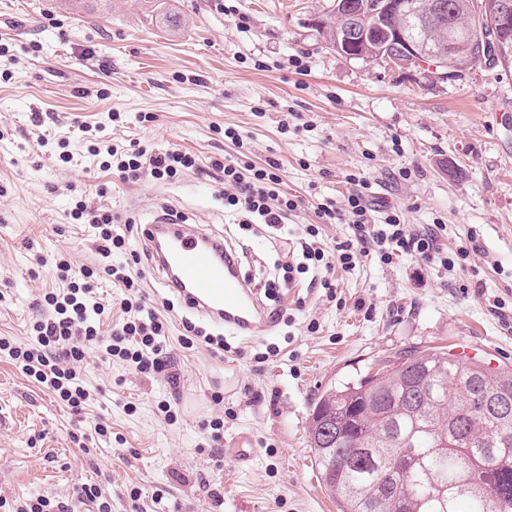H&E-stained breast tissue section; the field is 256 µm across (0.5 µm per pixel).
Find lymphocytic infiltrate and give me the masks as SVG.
<instances>
[{"instance_id":"lymphocytic-infiltrate-1","label":"lymphocytic infiltrate","mask_w":512,"mask_h":512,"mask_svg":"<svg viewBox=\"0 0 512 512\" xmlns=\"http://www.w3.org/2000/svg\"><path fill=\"white\" fill-rule=\"evenodd\" d=\"M92 152L101 157L103 169L128 183L147 176L168 181L203 165L196 154L176 148L124 149L108 140L100 141ZM210 166L222 174L223 188L218 197L240 229L248 231L259 224L265 226L272 238L284 241L295 237L301 260L293 266L284 265L283 270L288 274L309 275L310 286L333 290L334 285L327 277L332 265H340L348 272L366 256L386 265L399 256H418L429 263L439 262L447 271L454 269L456 260L468 256L464 247L455 255H448L440 248L434 229L412 228L396 212H388L379 222H370L368 202L363 193L356 192L340 200L326 198L315 205L322 222H339L351 228L350 235L336 244L335 261H326L324 250L317 245V225H304L298 233L288 227L289 214L300 208L302 201L282 193L276 162L256 168L214 159ZM71 217L77 223L94 225L95 250L105 258V265L76 270L65 256L54 258L52 265L61 285L43 294L48 316L33 322L31 344L22 345L0 336V353L7 355L27 378L47 387L73 411L79 412L91 399L81 376V365L89 347L101 349L107 359L131 365L146 376L167 370L170 352L166 312L171 304L166 301L161 307H149L142 299L143 256L132 247L134 224L117 230L111 211L91 210L81 201L76 202ZM104 279L122 291L120 319L107 337L100 331V317L106 308L97 300V290ZM75 500L94 505L96 512H112V504L102 489L88 484L77 487L71 499L39 496L17 503L15 512H71Z\"/></svg>"}]
</instances>
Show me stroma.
Returning a JSON list of instances; mask_svg holds the SVG:
<instances>
[{
    "instance_id": "stroma-1",
    "label": "stroma",
    "mask_w": 512,
    "mask_h": 512,
    "mask_svg": "<svg viewBox=\"0 0 512 512\" xmlns=\"http://www.w3.org/2000/svg\"><path fill=\"white\" fill-rule=\"evenodd\" d=\"M331 3L88 0L75 13L61 0H0V336L29 343L51 282L43 260L64 251L77 266L97 262L91 225L69 216L79 200L135 224L168 211L244 242L241 272L254 285L285 257L264 230L246 236L234 226L216 197L218 172L123 182L99 168L88 127L120 146L179 148L205 162L275 161L282 190L303 200L292 224H319L314 202L357 191L354 174L374 205L420 228L438 225L448 252L478 245L450 272L411 256L363 259L335 270L332 301L297 276L268 302L275 315L256 338L196 317L229 351L177 349L173 382L88 349L84 379L95 400L83 415L0 355V499L64 497L95 484L112 512H130L134 488L139 512H337L308 442L326 388L410 350L512 365V77L477 65L431 85L340 55L313 24ZM162 11L182 17L179 30L159 24ZM228 127L243 146L225 139ZM54 141L71 163L55 161ZM444 160L457 175L442 171ZM319 226L327 248L349 232ZM269 346L278 355L255 360ZM170 397L171 425L158 409ZM94 416L113 438L88 455L68 433ZM218 416L221 445L203 447V425ZM242 435L254 450L245 464L230 452Z\"/></svg>"
}]
</instances>
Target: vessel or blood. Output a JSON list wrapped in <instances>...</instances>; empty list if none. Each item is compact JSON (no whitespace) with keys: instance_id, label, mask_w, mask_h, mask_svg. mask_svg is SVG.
<instances>
[{"instance_id":"vessel-or-blood-1","label":"vessel or blood","mask_w":512,"mask_h":512,"mask_svg":"<svg viewBox=\"0 0 512 512\" xmlns=\"http://www.w3.org/2000/svg\"><path fill=\"white\" fill-rule=\"evenodd\" d=\"M145 232L166 285L191 301L199 315L241 336H257L268 329L267 311L247 289L233 246L163 215L148 222Z\"/></svg>"}]
</instances>
